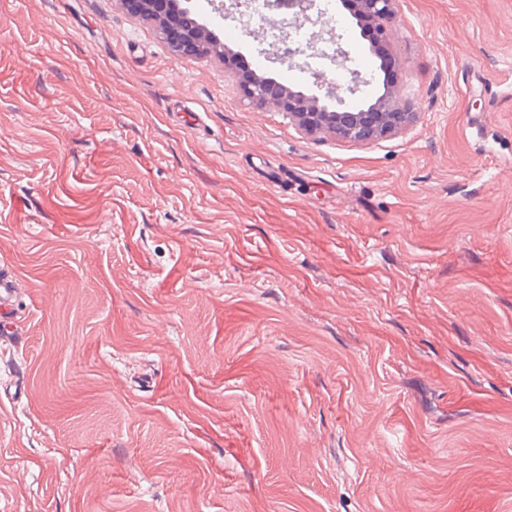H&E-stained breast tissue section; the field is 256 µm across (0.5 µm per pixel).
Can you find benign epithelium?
Returning a JSON list of instances; mask_svg holds the SVG:
<instances>
[{
	"label": "benign epithelium",
	"instance_id": "benign-epithelium-1",
	"mask_svg": "<svg viewBox=\"0 0 512 512\" xmlns=\"http://www.w3.org/2000/svg\"><path fill=\"white\" fill-rule=\"evenodd\" d=\"M397 0H357L359 11L364 19L383 36L395 17ZM277 5H297L300 14L293 22L304 21L313 25L319 19L309 14L311 0H275ZM125 6L132 12L154 19L160 34L171 45L176 56L204 57L210 47L215 45L213 36L202 25L189 17V11L179 8L177 0H124ZM249 100L260 109L275 106L288 112L289 117L309 133L329 131L339 138L361 143L381 136L403 126L409 113L402 111L397 96L379 98L367 109L360 112L329 110L321 102V97L302 92L284 91L274 93L269 86L253 83L249 90Z\"/></svg>",
	"mask_w": 512,
	"mask_h": 512
}]
</instances>
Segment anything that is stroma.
<instances>
[{
  "label": "stroma",
  "instance_id": "stroma-1",
  "mask_svg": "<svg viewBox=\"0 0 512 512\" xmlns=\"http://www.w3.org/2000/svg\"><path fill=\"white\" fill-rule=\"evenodd\" d=\"M122 0H0V512H512V0H398L354 144ZM248 99L257 108L275 106L283 108L289 117L309 133L329 131L340 139L352 143L369 141L403 126L412 112H400L403 107L396 95L390 100L377 99L360 112L330 111L319 96L287 91L276 94L270 86L253 83ZM379 111V112H373ZM17 278L7 270H0V332L2 334H13L11 330L12 321H7L14 310L17 295ZM2 323V326H1Z\"/></svg>",
  "mask_w": 512,
  "mask_h": 512
}]
</instances>
